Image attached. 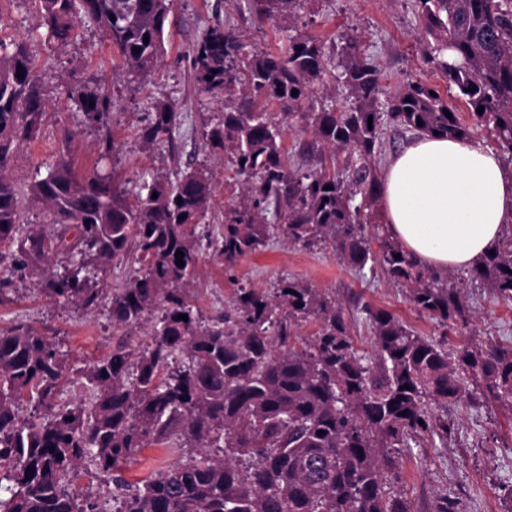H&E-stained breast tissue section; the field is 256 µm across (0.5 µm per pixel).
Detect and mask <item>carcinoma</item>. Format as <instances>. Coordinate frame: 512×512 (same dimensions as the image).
I'll list each match as a JSON object with an SVG mask.
<instances>
[{
  "mask_svg": "<svg viewBox=\"0 0 512 512\" xmlns=\"http://www.w3.org/2000/svg\"><path fill=\"white\" fill-rule=\"evenodd\" d=\"M418 3L425 53L469 106V126L421 81L390 96L382 111L380 71L350 40L332 58L317 37L297 34L272 55L247 49L230 25L205 31L191 50L197 82L228 97L204 137L244 183L243 200L224 208L215 236L206 227L213 186L204 167L145 178L130 194L108 174L78 176L62 157L24 188L15 185L13 156L39 137L48 109L25 43L0 40L9 46L0 52V307L16 301L29 275L45 296L94 308L103 276L130 261L138 275L112 291V322L132 329L160 312L146 345L123 337L87 365L89 398L70 403L61 399L67 359L54 343L23 323L0 327V512H105L69 488L84 464L112 486L118 512H411L391 491L397 449L419 446L427 433L447 440L450 404L496 402L512 412V347L477 339L454 349L367 307L373 351L366 355L354 347L336 298L302 279L284 278L270 292L240 288L209 324L195 317L185 288L202 249L232 267L281 235L309 250L329 246L351 268L379 265L443 327L465 318V289L380 231L375 158L386 120L461 140L484 127L512 157V0ZM250 4L260 20L292 18L300 0ZM173 7L174 0H37L38 28L65 44L89 18L146 78L160 64ZM332 74L343 80L345 103L317 109L316 86ZM69 97L88 126L109 124L110 100L96 85L77 84ZM269 102L286 118L307 107L314 139L299 152L344 153L342 168H288ZM176 116L173 105L157 104L139 130L142 146L171 140ZM22 194L48 208L50 230L20 232ZM468 274L512 300V236ZM308 322L317 330L303 337L298 329ZM440 409L445 414L434 415ZM164 444L190 455L130 484L123 466Z\"/></svg>",
  "mask_w": 512,
  "mask_h": 512,
  "instance_id": "1",
  "label": "carcinoma"
}]
</instances>
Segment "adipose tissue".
Returning <instances> with one entry per match:
<instances>
[{"label": "adipose tissue", "instance_id": "adipose-tissue-1", "mask_svg": "<svg viewBox=\"0 0 512 512\" xmlns=\"http://www.w3.org/2000/svg\"><path fill=\"white\" fill-rule=\"evenodd\" d=\"M381 180L385 233L433 272L478 265L512 224V169L483 139L421 135Z\"/></svg>", "mask_w": 512, "mask_h": 512}]
</instances>
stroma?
<instances>
[{
  "mask_svg": "<svg viewBox=\"0 0 512 512\" xmlns=\"http://www.w3.org/2000/svg\"><path fill=\"white\" fill-rule=\"evenodd\" d=\"M234 26L249 49L281 52L290 33L319 37L326 54L340 51L345 38L379 68L382 85L394 93L411 81H422L447 99L462 120L470 108L459 97L435 62L425 55L416 0H306L294 25L271 19L258 21L247 0H175L165 32V52L157 71L142 79L123 64L115 48L90 19H82L74 39L64 45L44 42L37 28L35 0H0V40L21 39L36 63V74L49 103V112L36 141L15 154L8 175L27 184L37 170L59 158L70 161L82 176L102 171L114 175L118 186L134 190L146 175L175 176L190 166H205L212 175V228H220L225 206L237 201L242 181L221 149L207 144L203 133L224 110V95L202 92L194 79L190 50L214 23ZM93 80L112 102L107 130L84 125L81 112L68 97L72 83ZM158 102L174 104L178 117L173 140L143 148L137 132ZM110 133L114 151L101 158L100 139ZM284 277H296L332 293L344 309L355 347L371 352L364 306L392 312L419 335L447 338L459 347L474 337L512 347V301L483 288H468L470 314L466 325L446 332L408 302L380 267L361 271L341 263L329 249L310 252L276 237L262 251L225 267L202 252L190 287L196 295V315L202 322L223 311L237 289L272 290ZM23 322L48 336L67 360L71 378L62 397L84 399L88 391L81 373L91 362L109 355L122 335L113 326L109 298L82 310L41 295L33 280L22 282L19 300L0 308V325ZM457 429L448 441L425 436L420 446L401 449L395 490L409 502L411 512H431L438 498L457 500L462 512H512L506 496L512 487V413L497 406H449ZM181 448L143 449L128 466L136 482L183 460Z\"/></svg>",
  "mask_w": 512,
  "mask_h": 512,
  "instance_id": "stroma-1",
  "label": "stroma"
}]
</instances>
